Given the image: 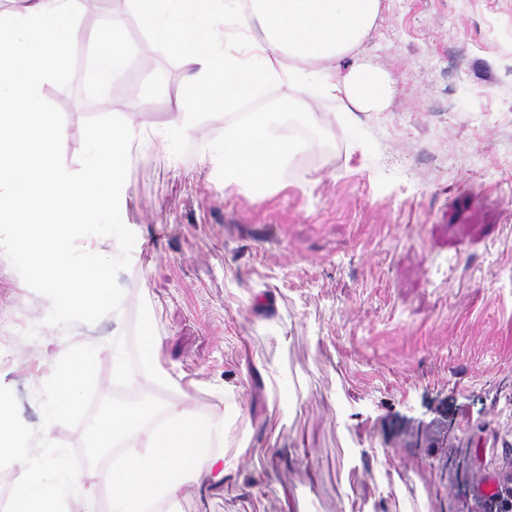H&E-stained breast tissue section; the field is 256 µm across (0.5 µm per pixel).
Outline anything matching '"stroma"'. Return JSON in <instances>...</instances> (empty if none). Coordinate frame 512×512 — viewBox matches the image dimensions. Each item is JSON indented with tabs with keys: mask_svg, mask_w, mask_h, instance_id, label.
Returning <instances> with one entry per match:
<instances>
[{
	"mask_svg": "<svg viewBox=\"0 0 512 512\" xmlns=\"http://www.w3.org/2000/svg\"><path fill=\"white\" fill-rule=\"evenodd\" d=\"M77 68L69 87L46 84L64 114L67 168L79 166L82 123L133 117L150 131L187 95L182 52L123 0L128 57L105 88L87 73L111 21L101 0H80ZM391 73L390 104L347 114L323 105L279 182L224 188L200 159L224 142L223 104L199 115L202 138L171 147L147 137L130 149L121 216L135 234L120 319L59 330L51 304L0 257V391L37 445L88 448L112 405L114 332L129 365L142 333L198 415L213 386L236 385L252 435L239 471L260 494L216 489L165 512H491V491L512 486V0H381L357 52ZM147 100L144 112L130 106ZM277 293L259 316L250 289ZM283 330L286 345L270 335ZM258 350L279 363L290 423L273 433L268 392L242 382ZM88 378L71 412L54 411L61 367ZM40 397H27L30 387Z\"/></svg>",
	"mask_w": 512,
	"mask_h": 512,
	"instance_id": "35a3bbf8",
	"label": "stroma"
}]
</instances>
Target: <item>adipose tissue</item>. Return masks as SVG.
Listing matches in <instances>:
<instances>
[{
  "mask_svg": "<svg viewBox=\"0 0 512 512\" xmlns=\"http://www.w3.org/2000/svg\"><path fill=\"white\" fill-rule=\"evenodd\" d=\"M143 19L161 41L183 51L192 96L178 99L164 130L198 135L195 116L207 111L212 91L224 95V143H202L204 162L222 168L224 186L267 185L301 150L315 144L292 136L282 112L241 114L247 98L289 84L309 124L322 121L320 106L338 111L377 112L390 102L394 78L368 64L340 71L338 63L374 27L381 0H139ZM90 72L108 83L127 53L121 15L97 39ZM234 386L213 387V402L198 419L179 397L158 405L113 406L91 433L93 447L123 444L125 452L108 471L96 469L71 477L66 455H45L15 428L10 398L0 392V463L20 465L26 479L11 512H92L89 495L101 483L112 488L110 512H158V506L195 493L202 480L243 483L235 459L226 457L230 430L249 426L242 409H229Z\"/></svg>",
  "mask_w": 512,
  "mask_h": 512,
  "instance_id": "1",
  "label": "adipose tissue"
}]
</instances>
